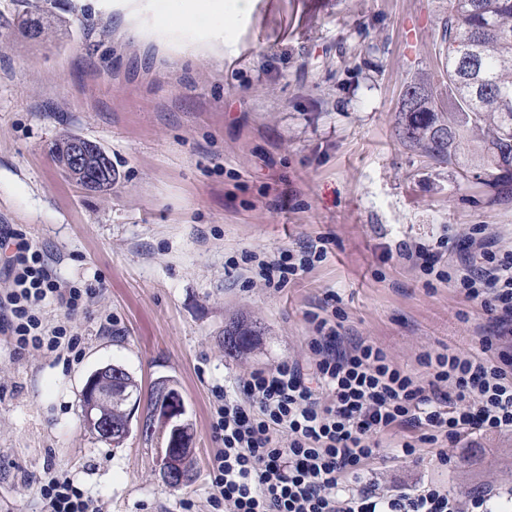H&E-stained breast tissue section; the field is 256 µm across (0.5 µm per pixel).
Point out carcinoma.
I'll return each mask as SVG.
<instances>
[{
    "instance_id": "carcinoma-1",
    "label": "carcinoma",
    "mask_w": 512,
    "mask_h": 512,
    "mask_svg": "<svg viewBox=\"0 0 512 512\" xmlns=\"http://www.w3.org/2000/svg\"><path fill=\"white\" fill-rule=\"evenodd\" d=\"M45 30L40 17L15 22L1 18L0 44L19 37L38 40ZM443 30L448 43L443 66L448 105L434 96L427 79H410L396 115L397 139L439 165L459 168L464 178L469 168L462 156L472 143L485 183L512 186V0H448ZM75 140L63 135L50 146L59 171L91 191L111 189L116 171L110 158L97 146L83 164H76ZM103 163L108 178L96 187L89 185L88 179ZM257 336V324L234 321L224 330V348L230 354H244L254 347ZM129 393L139 394L131 374L112 379V407L101 410L112 423L124 424L122 401Z\"/></svg>"
}]
</instances>
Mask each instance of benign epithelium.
Returning a JSON list of instances; mask_svg holds the SVG:
<instances>
[{
    "mask_svg": "<svg viewBox=\"0 0 512 512\" xmlns=\"http://www.w3.org/2000/svg\"><path fill=\"white\" fill-rule=\"evenodd\" d=\"M126 370L117 365H106L94 370L86 379L83 388L84 412L86 418L96 422L100 437L110 444L124 441L131 433V426L117 428L112 421L97 413V405L103 400H112V393L96 389L95 384L101 375L120 378ZM153 394L163 401L162 411L154 414L146 409L141 410L140 427L150 428L156 432L159 448H157L160 467L169 481L181 478V451L191 447L186 406L177 384L161 377L153 384Z\"/></svg>",
    "mask_w": 512,
    "mask_h": 512,
    "instance_id": "benign-epithelium-1",
    "label": "benign epithelium"
}]
</instances>
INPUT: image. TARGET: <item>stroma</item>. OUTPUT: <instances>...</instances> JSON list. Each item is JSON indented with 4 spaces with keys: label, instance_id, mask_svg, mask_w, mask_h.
<instances>
[{
    "label": "stroma",
    "instance_id": "35a3bbf8",
    "mask_svg": "<svg viewBox=\"0 0 512 512\" xmlns=\"http://www.w3.org/2000/svg\"><path fill=\"white\" fill-rule=\"evenodd\" d=\"M112 2L0 0L1 16L39 12L49 27L0 45V224L46 246L62 279L99 291L72 320L77 357L19 352L0 335V512H42L34 480L50 465L104 512H206L212 389L301 356L307 313L330 299L344 326L423 374L420 354L468 351L490 323L391 245L486 224L512 251V192L396 137L406 81L444 90L448 0H251L238 18L224 0L197 30L226 43L206 62L119 40ZM64 134L106 151L111 190L61 175L49 147ZM319 235L330 245L310 273L276 293L245 283V252ZM238 318L263 334L236 357L224 328ZM112 363L145 391L177 382L198 462L190 484L162 482L139 431L115 447L86 427L85 381ZM510 476L512 438L490 435L455 465L392 459L371 478L461 494Z\"/></svg>",
    "mask_w": 512,
    "mask_h": 512
}]
</instances>
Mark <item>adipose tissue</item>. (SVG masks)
<instances>
[{"instance_id": "1", "label": "adipose tissue", "mask_w": 512, "mask_h": 512, "mask_svg": "<svg viewBox=\"0 0 512 512\" xmlns=\"http://www.w3.org/2000/svg\"><path fill=\"white\" fill-rule=\"evenodd\" d=\"M223 8L222 0H187L179 15L152 30L151 38L163 51L175 44L199 60L223 57V43L197 39L192 35L200 19L221 12Z\"/></svg>"}]
</instances>
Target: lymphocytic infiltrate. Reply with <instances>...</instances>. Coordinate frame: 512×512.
Here are the masks:
<instances>
[{
	"mask_svg": "<svg viewBox=\"0 0 512 512\" xmlns=\"http://www.w3.org/2000/svg\"><path fill=\"white\" fill-rule=\"evenodd\" d=\"M319 236L273 256H251L254 279L280 290L327 254ZM400 258L479 305L496 332L470 355L423 353L418 377L384 348L343 335L313 312L307 356L240 376L215 389L209 512H512V482L451 494L435 480L401 491L354 486L391 449L413 463L454 464L459 444L484 433L512 436V252L474 224L459 246L449 238L399 244ZM0 334L21 351L73 353L70 319L94 292L60 279L46 251L14 225H0ZM63 318L48 324L46 306ZM36 487L43 512H102L68 473L46 470Z\"/></svg>",
	"mask_w": 512,
	"mask_h": 512,
	"instance_id": "obj_1",
	"label": "lymphocytic infiltrate"
}]
</instances>
